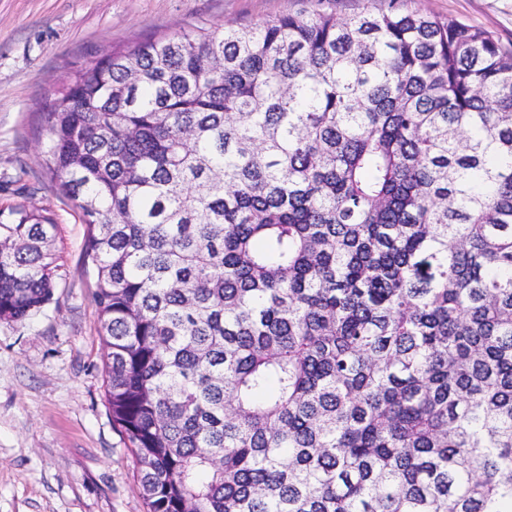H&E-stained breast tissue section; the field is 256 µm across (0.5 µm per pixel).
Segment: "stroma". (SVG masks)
Listing matches in <instances>:
<instances>
[{"label":"stroma","mask_w":512,"mask_h":512,"mask_svg":"<svg viewBox=\"0 0 512 512\" xmlns=\"http://www.w3.org/2000/svg\"><path fill=\"white\" fill-rule=\"evenodd\" d=\"M512 49V0H413ZM307 0H0V209L48 208L61 277L21 324L0 321V512H148L104 398L89 234L47 172L38 114L64 77L147 35L257 23Z\"/></svg>","instance_id":"stroma-1"}]
</instances>
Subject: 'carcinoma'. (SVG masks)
Masks as SVG:
<instances>
[{
  "mask_svg": "<svg viewBox=\"0 0 512 512\" xmlns=\"http://www.w3.org/2000/svg\"><path fill=\"white\" fill-rule=\"evenodd\" d=\"M407 2L146 37L41 112L148 512H512V51ZM57 233L0 211V321Z\"/></svg>",
  "mask_w": 512,
  "mask_h": 512,
  "instance_id": "cac0c4a2",
  "label": "carcinoma"
}]
</instances>
